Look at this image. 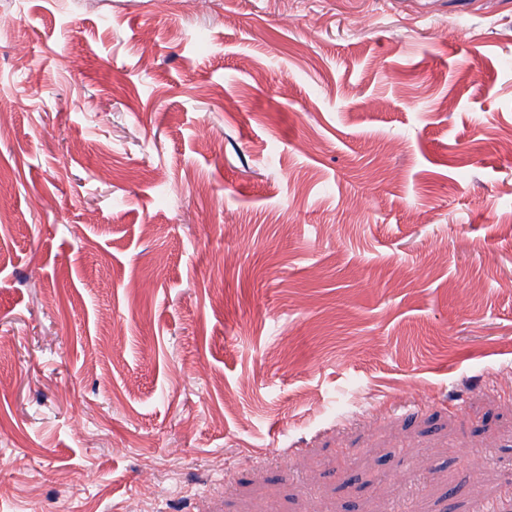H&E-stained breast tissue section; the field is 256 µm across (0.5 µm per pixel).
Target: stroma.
I'll list each match as a JSON object with an SVG mask.
<instances>
[{
    "label": "stroma",
    "mask_w": 512,
    "mask_h": 512,
    "mask_svg": "<svg viewBox=\"0 0 512 512\" xmlns=\"http://www.w3.org/2000/svg\"><path fill=\"white\" fill-rule=\"evenodd\" d=\"M0 17V512H512V0Z\"/></svg>",
    "instance_id": "1"
}]
</instances>
